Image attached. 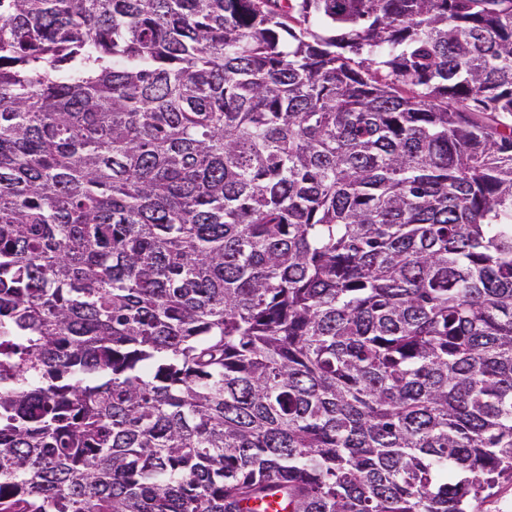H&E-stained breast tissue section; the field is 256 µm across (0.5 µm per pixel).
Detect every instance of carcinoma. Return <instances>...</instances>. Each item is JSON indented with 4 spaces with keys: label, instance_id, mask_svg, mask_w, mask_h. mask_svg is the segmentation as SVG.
<instances>
[{
    "label": "carcinoma",
    "instance_id": "cac0c4a2",
    "mask_svg": "<svg viewBox=\"0 0 512 512\" xmlns=\"http://www.w3.org/2000/svg\"><path fill=\"white\" fill-rule=\"evenodd\" d=\"M503 482L512 0H0V512Z\"/></svg>",
    "mask_w": 512,
    "mask_h": 512
}]
</instances>
